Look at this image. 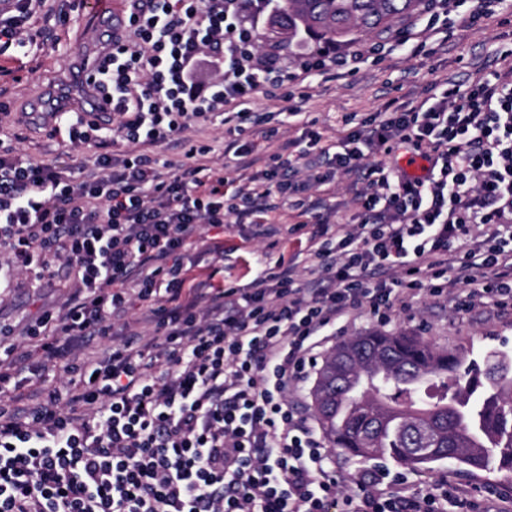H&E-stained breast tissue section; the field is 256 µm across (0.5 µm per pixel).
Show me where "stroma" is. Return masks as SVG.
Masks as SVG:
<instances>
[{
  "instance_id": "35a3bbf8",
  "label": "stroma",
  "mask_w": 512,
  "mask_h": 512,
  "mask_svg": "<svg viewBox=\"0 0 512 512\" xmlns=\"http://www.w3.org/2000/svg\"><path fill=\"white\" fill-rule=\"evenodd\" d=\"M61 6L68 22L63 25L53 19L45 24L44 50L19 60L0 57V66L8 70L0 76V104L6 106L0 113V141L34 161L62 162L73 157L91 161L99 153L95 144L69 146L50 135L49 123L43 118L52 108L49 92L68 94L70 104H79L81 93L72 81L73 72L82 58L94 54L105 36L104 31H96L81 48H74L73 35L77 29L90 28V16L76 0H62ZM415 20L412 14L400 17L384 32L359 39L360 47L377 42L386 49L371 56L355 73L327 83L307 80L273 88L268 94L257 93L249 111L266 115L269 126L277 131L271 141L260 142L261 157L284 152L289 141L302 135V123L289 115L293 108L301 109L314 130L333 139L344 126L373 119L387 104L410 107L443 92L447 83L466 84L477 68L488 73L499 70L498 49L512 46V0H495L490 15L474 24L467 7H459L449 12L446 27L421 32L415 41H398L397 32ZM267 219L278 232L261 238L254 225L226 216L223 254L210 251L202 240L187 249L184 264L194 273L213 274L215 282L243 287L253 278L258 254L265 252L276 259L307 251V236L288 232L300 221L296 212L281 208L268 213ZM53 282L50 288L33 287L30 274L17 269L8 252L0 250V325L18 333L42 310L60 306L73 286L67 269L55 268ZM462 289V284L449 283L442 296H424L409 307H393L384 322L366 313L355 315L316 349L315 357L323 359L338 342L374 329L413 332L448 349L503 343L512 348V306L488 302L457 309L454 298ZM402 475L411 489L434 484L452 488L456 497L470 500L474 512H512V473L468 472L439 464L426 470L406 469Z\"/></svg>"
}]
</instances>
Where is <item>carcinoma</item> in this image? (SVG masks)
<instances>
[{"label":"carcinoma","mask_w":512,"mask_h":512,"mask_svg":"<svg viewBox=\"0 0 512 512\" xmlns=\"http://www.w3.org/2000/svg\"><path fill=\"white\" fill-rule=\"evenodd\" d=\"M421 0H280L269 24L292 46L377 32ZM333 448L411 469L454 462L512 471V352L474 355L404 332L370 330L337 344L312 390Z\"/></svg>","instance_id":"carcinoma-1"}]
</instances>
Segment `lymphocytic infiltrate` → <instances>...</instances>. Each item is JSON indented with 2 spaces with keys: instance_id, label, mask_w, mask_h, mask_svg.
Wrapping results in <instances>:
<instances>
[{
  "instance_id": "lymphocytic-infiltrate-1",
  "label": "lymphocytic infiltrate",
  "mask_w": 512,
  "mask_h": 512,
  "mask_svg": "<svg viewBox=\"0 0 512 512\" xmlns=\"http://www.w3.org/2000/svg\"><path fill=\"white\" fill-rule=\"evenodd\" d=\"M48 0H5L0 55L44 47L36 21ZM126 23L83 69L112 91L111 119L58 107L53 134L101 152L91 175L33 163L0 147V248L51 286L54 262L73 277L63 305L27 330L35 350L0 328V512H447L448 492L407 495L363 471L340 494L328 454L288 402L320 340L365 309L386 319L421 292L467 284L458 304H512V78L482 76L405 108L386 106L333 141L310 133L237 187L232 210L268 234L272 197L314 219V262L258 257L246 288L190 275L187 247L224 230L229 177L190 145L177 164L152 155L192 126L245 119L261 90L363 63L365 52L323 50L284 65L261 53L246 16L265 0H125ZM137 145L115 153L119 142ZM413 146L422 175L369 162ZM316 185L361 182L359 221L331 223L293 173ZM139 301L152 325L133 343ZM113 337L99 360L75 351ZM67 375L35 404L16 393L48 365Z\"/></svg>"
}]
</instances>
